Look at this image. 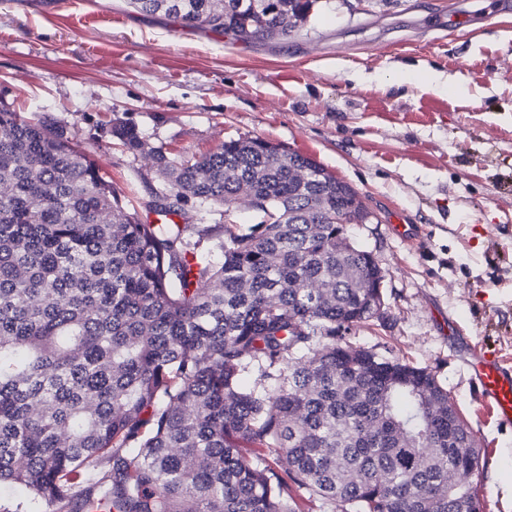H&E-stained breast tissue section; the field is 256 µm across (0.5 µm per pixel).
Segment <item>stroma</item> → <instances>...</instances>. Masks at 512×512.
Masks as SVG:
<instances>
[{"mask_svg": "<svg viewBox=\"0 0 512 512\" xmlns=\"http://www.w3.org/2000/svg\"><path fill=\"white\" fill-rule=\"evenodd\" d=\"M1 105L66 127L144 218L161 177L115 119L177 159L259 137L348 183L372 214L348 233L387 272L348 339L435 376L481 450L483 512H512V427L454 351L512 355V0H317L266 43L126 0H0Z\"/></svg>", "mask_w": 512, "mask_h": 512, "instance_id": "1", "label": "stroma"}]
</instances>
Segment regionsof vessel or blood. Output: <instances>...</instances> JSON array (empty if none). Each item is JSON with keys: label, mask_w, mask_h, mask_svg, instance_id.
I'll return each mask as SVG.
<instances>
[{"label": "vessel or blood", "mask_w": 512, "mask_h": 512, "mask_svg": "<svg viewBox=\"0 0 512 512\" xmlns=\"http://www.w3.org/2000/svg\"><path fill=\"white\" fill-rule=\"evenodd\" d=\"M483 403L503 425L512 424V360L499 349L472 350L464 363Z\"/></svg>", "instance_id": "b4317fda"}]
</instances>
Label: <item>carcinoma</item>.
<instances>
[{
	"label": "carcinoma",
	"mask_w": 512,
	"mask_h": 512,
	"mask_svg": "<svg viewBox=\"0 0 512 512\" xmlns=\"http://www.w3.org/2000/svg\"><path fill=\"white\" fill-rule=\"evenodd\" d=\"M243 42L286 40L316 0H126ZM152 155L148 224L64 130L0 108V484L70 512H474L479 459L434 375L346 335L386 272L366 209L316 160L238 138ZM247 185L259 221L225 223ZM313 282L315 288L299 284ZM250 376L253 381L245 382Z\"/></svg>",
	"instance_id": "obj_1"
}]
</instances>
